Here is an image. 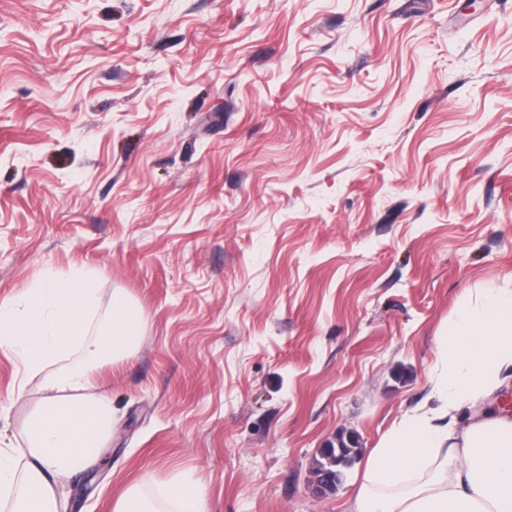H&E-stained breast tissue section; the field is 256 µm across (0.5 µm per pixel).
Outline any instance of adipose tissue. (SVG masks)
I'll list each match as a JSON object with an SVG mask.
<instances>
[{
	"mask_svg": "<svg viewBox=\"0 0 512 512\" xmlns=\"http://www.w3.org/2000/svg\"><path fill=\"white\" fill-rule=\"evenodd\" d=\"M94 282L82 272L46 279L23 295L24 307L0 303V352L43 372L45 397L21 431L29 458L17 475L15 451L0 448V506L8 512H59L58 483L98 459L112 423V400L98 392L103 367L131 358L143 329L125 296L97 335L89 329ZM82 347L87 363L56 369ZM433 405L404 414L370 453L352 512H512V289L493 288L461 307L436 339ZM113 512H209L194 481L151 495L129 487Z\"/></svg>",
	"mask_w": 512,
	"mask_h": 512,
	"instance_id": "ef3b65f1",
	"label": "adipose tissue"
}]
</instances>
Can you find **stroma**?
Wrapping results in <instances>:
<instances>
[{
  "label": "stroma",
  "mask_w": 512,
  "mask_h": 512,
  "mask_svg": "<svg viewBox=\"0 0 512 512\" xmlns=\"http://www.w3.org/2000/svg\"><path fill=\"white\" fill-rule=\"evenodd\" d=\"M77 269L91 330L117 293L143 335L64 512L184 476L210 512H350L438 334L512 289V0H0V302ZM44 396L0 352L1 447ZM350 436L357 435L354 432L351 434H343L340 432L337 435V442L335 448H344L342 455L337 456L338 450H336V458L334 457V451H332L331 454H328L327 456L320 460L321 469L319 473L322 475L323 478H327L330 481H332L334 490L341 483L344 475V470L353 464V462L359 456L361 451L357 437L355 439L354 444L349 445L347 443V438H350Z\"/></svg>",
  "instance_id": "35a3bbf8"
}]
</instances>
